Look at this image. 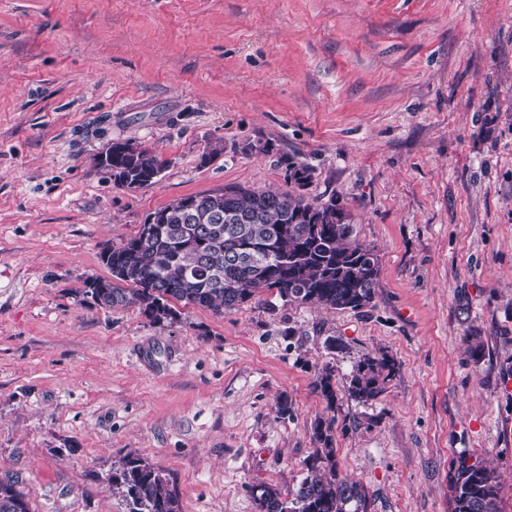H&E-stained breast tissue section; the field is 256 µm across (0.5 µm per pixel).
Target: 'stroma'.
<instances>
[{
  "mask_svg": "<svg viewBox=\"0 0 512 512\" xmlns=\"http://www.w3.org/2000/svg\"><path fill=\"white\" fill-rule=\"evenodd\" d=\"M115 139L161 180L116 185ZM284 155L378 250L368 307L265 293L158 326L83 295L156 209L287 190ZM380 353L384 392L350 399ZM325 366L367 512H451L462 456L512 512V0H0V477L31 512H126L107 474L129 453L181 512H257L252 484L306 475ZM112 153V164L108 157ZM107 156L101 168L110 174L113 182L127 189H140L156 184V174L163 171L165 163L141 144L127 141H112L101 153ZM393 369L392 360L385 354L380 357L366 355L353 371L347 387L348 396L362 404L377 399L385 390ZM333 370L329 367H323L318 370L315 380L314 388L325 400L327 409L332 410L336 408L337 395L335 389V375Z\"/></svg>",
  "mask_w": 512,
  "mask_h": 512,
  "instance_id": "obj_1",
  "label": "stroma"
}]
</instances>
